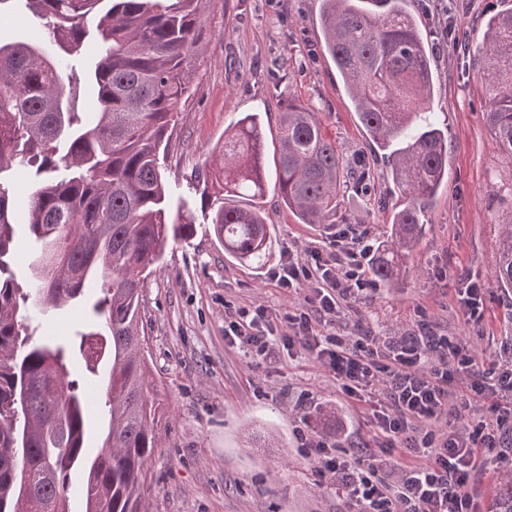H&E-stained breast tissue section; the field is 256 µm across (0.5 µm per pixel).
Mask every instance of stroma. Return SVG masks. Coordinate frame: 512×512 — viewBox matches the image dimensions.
Listing matches in <instances>:
<instances>
[{
	"instance_id": "1",
	"label": "stroma",
	"mask_w": 512,
	"mask_h": 512,
	"mask_svg": "<svg viewBox=\"0 0 512 512\" xmlns=\"http://www.w3.org/2000/svg\"><path fill=\"white\" fill-rule=\"evenodd\" d=\"M456 41L435 52L434 109L448 120V181L426 234L395 285L370 278L352 308L324 332L378 340L427 327L463 337L485 363L512 357V291L498 287L496 187L512 181L487 126L488 82L470 48L505 0H455ZM321 0H202L189 97L177 118L166 178L187 192L208 171L240 113H260L267 151L289 101L311 107L348 165L332 224L301 223L267 187L261 208L273 255L255 268L228 257L207 225L169 243L142 291L140 330L155 381L156 448L147 465V512H350L306 457L304 437L361 448L375 443L369 404L345 396L315 354L295 348L275 362L224 341L226 313L265 306L283 316L303 293L272 277L288 255L360 236L371 268L401 197L387 161L361 127L335 65L322 51ZM484 283L483 317L469 322L453 299L464 280Z\"/></svg>"
}]
</instances>
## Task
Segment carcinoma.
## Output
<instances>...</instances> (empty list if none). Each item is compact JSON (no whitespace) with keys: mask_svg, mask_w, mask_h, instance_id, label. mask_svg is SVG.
<instances>
[{"mask_svg":"<svg viewBox=\"0 0 512 512\" xmlns=\"http://www.w3.org/2000/svg\"><path fill=\"white\" fill-rule=\"evenodd\" d=\"M25 0L40 39L0 40V512H57L68 477L85 472V512H143L154 453L155 402L141 336V290L168 241L196 233L189 195L164 165L188 92L200 19L198 0ZM321 0L323 51L336 66L369 140L387 158L406 205L372 254L383 282L407 272L433 199L448 179V135L433 116L436 72L429 40L406 0ZM481 63L492 87L486 120L512 158V10L485 24ZM94 108H80L85 91ZM275 170L284 206L303 224L336 214L344 161L317 113L288 103L278 124ZM221 185L203 209L224 251L262 266L272 240L260 207L265 139L256 113L225 134ZM30 173L21 200L4 182ZM29 276L13 270L19 236ZM499 286L512 289V213L501 222ZM90 331L79 351L90 372L109 365L101 401L107 432L88 447L86 402L68 380L72 343L36 335L31 322L85 297ZM25 439L23 456L8 449Z\"/></svg>","mask_w":512,"mask_h":512,"instance_id":"cac0c4a2","label":"carcinoma"}]
</instances>
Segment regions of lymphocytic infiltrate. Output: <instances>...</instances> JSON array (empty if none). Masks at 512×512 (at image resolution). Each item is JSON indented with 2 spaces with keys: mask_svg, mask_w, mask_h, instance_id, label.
Returning a JSON list of instances; mask_svg holds the SVG:
<instances>
[{
  "mask_svg": "<svg viewBox=\"0 0 512 512\" xmlns=\"http://www.w3.org/2000/svg\"><path fill=\"white\" fill-rule=\"evenodd\" d=\"M360 238L339 239L331 252L312 250L291 258L272 274L288 291H306V303L276 323L264 306L240 309L224 317V339L232 347L265 360L302 346L314 353L347 397L371 405L376 445L332 454L325 442L308 440L307 456L330 477L336 494L356 512H481L467 487L487 460L512 468V448L504 439L512 421L478 424L460 433L451 419L465 411L453 405L458 375L468 377L471 394L484 392L487 375L479 356L465 341L427 331L379 342L362 336L349 340L323 333L321 320L348 307L367 281L355 258ZM348 260L339 268L338 256ZM401 454L402 466L388 457Z\"/></svg>",
  "mask_w": 512,
  "mask_h": 512,
  "instance_id": "lymphocytic-infiltrate-1",
  "label": "lymphocytic infiltrate"
}]
</instances>
